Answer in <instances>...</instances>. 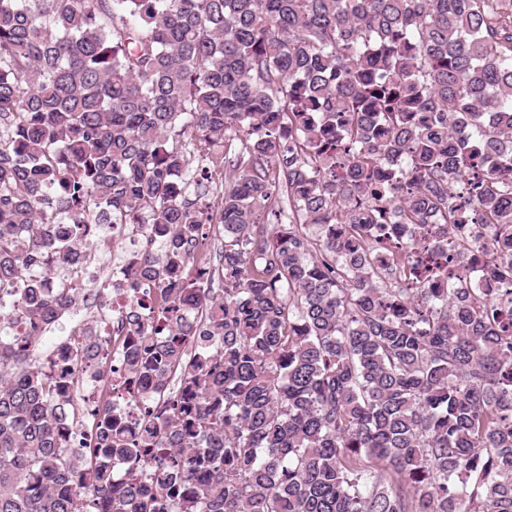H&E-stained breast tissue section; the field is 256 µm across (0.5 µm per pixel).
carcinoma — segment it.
Segmentation results:
<instances>
[{"label": "carcinoma", "mask_w": 512, "mask_h": 512, "mask_svg": "<svg viewBox=\"0 0 512 512\" xmlns=\"http://www.w3.org/2000/svg\"><path fill=\"white\" fill-rule=\"evenodd\" d=\"M505 169L512 0H0V512H512V297L421 224L512 241ZM88 224L138 236L122 371L166 397L134 441L105 410L92 459L60 437L76 371L33 356ZM213 227L219 264L178 279Z\"/></svg>", "instance_id": "1"}]
</instances>
